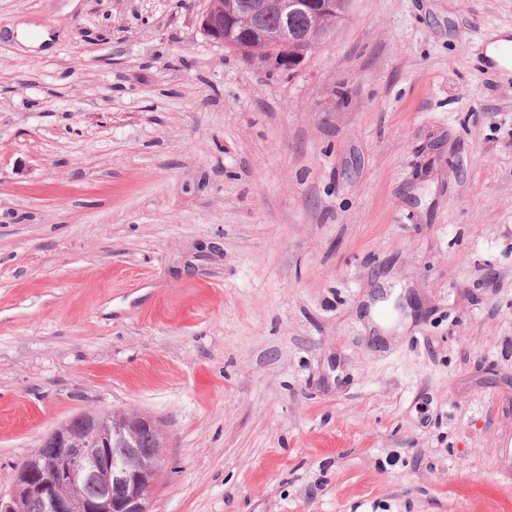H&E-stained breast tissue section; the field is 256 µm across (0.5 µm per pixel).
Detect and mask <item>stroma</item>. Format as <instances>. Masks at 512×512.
Wrapping results in <instances>:
<instances>
[{
    "label": "stroma",
    "mask_w": 512,
    "mask_h": 512,
    "mask_svg": "<svg viewBox=\"0 0 512 512\" xmlns=\"http://www.w3.org/2000/svg\"><path fill=\"white\" fill-rule=\"evenodd\" d=\"M205 5L0 0V497L116 408L150 512H512V0H349L291 71Z\"/></svg>",
    "instance_id": "35a3bbf8"
}]
</instances>
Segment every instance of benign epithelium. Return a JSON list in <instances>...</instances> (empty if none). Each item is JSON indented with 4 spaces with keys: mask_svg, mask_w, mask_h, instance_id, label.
<instances>
[{
    "mask_svg": "<svg viewBox=\"0 0 512 512\" xmlns=\"http://www.w3.org/2000/svg\"><path fill=\"white\" fill-rule=\"evenodd\" d=\"M209 0L200 14L201 29L218 43L224 33L247 36L239 50L262 58L273 70L299 66L309 51L336 24V0H276L253 3L228 12L216 8ZM301 10L311 14L313 24L303 32L288 28L284 22L270 32L256 29L257 16L268 9ZM55 446L51 457L35 449L17 468L10 501L0 499V512H22L21 504L29 496L41 500L45 512H148L153 480L162 463L160 452L145 459L138 449L130 448L125 456L114 459L107 452L112 443L129 442L124 430L92 425L81 439L75 440L64 428L47 435ZM96 486V495L83 493L88 482Z\"/></svg>",
    "mask_w": 512,
    "mask_h": 512,
    "instance_id": "benign-epithelium-1",
    "label": "benign epithelium"
}]
</instances>
